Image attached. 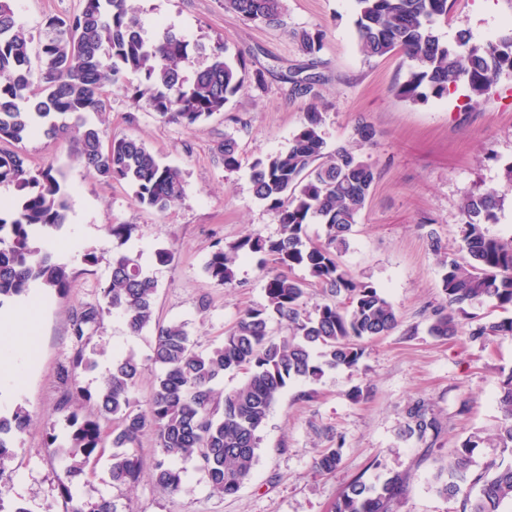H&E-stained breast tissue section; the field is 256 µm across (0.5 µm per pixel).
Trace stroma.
Wrapping results in <instances>:
<instances>
[{
    "label": "stroma",
    "instance_id": "1",
    "mask_svg": "<svg viewBox=\"0 0 512 512\" xmlns=\"http://www.w3.org/2000/svg\"><path fill=\"white\" fill-rule=\"evenodd\" d=\"M284 4L283 25L268 27L242 21L225 10L224 0H135L146 38H155L161 23L193 43L209 47L223 41L227 57L240 53L246 62L242 89L201 125L164 123L139 107L129 93L142 82L137 73L126 74L124 88L112 90L106 111L88 114L104 139H136L183 171L184 196L166 212L141 206L125 184L89 173L74 161L70 140L37 134L21 143L29 171L53 168L68 195L66 223L41 244L73 271L74 280L67 293L45 296L32 336L33 364L15 401L0 408L8 414L20 405L33 419L14 444L7 483L0 489L5 512L18 506L27 512H69L80 501L102 497L116 512H332L351 479L377 459L409 481L397 512H460L458 502L438 494L435 475L456 443L472 432L486 436L496 429L498 377L512 370V336L483 345L463 335L450 340L428 335L426 312L440 299L442 275L430 236L438 234L449 256H459L463 194L492 187L502 205L486 231L512 238V181L506 177L512 166V77H502L471 109L452 97L412 104L396 91L410 61L398 53L367 58L359 52L355 0ZM78 5L79 0H15L19 23L34 36L48 17L72 15ZM510 27L512 0H459L434 30L451 45L462 30L483 42ZM301 29L322 32L316 57L304 55L294 39ZM291 69L314 77L310 94H295L285 82ZM311 106L322 114L329 149L353 147L359 121L376 131L366 149L376 182L341 262L357 279L381 288L399 314L400 328L367 343L358 369L331 370L315 384L285 388L262 429L252 475L237 494L214 490L194 462L181 459L175 465L182 470V489L164 493L150 475L156 444L149 432L137 449L144 473L134 485L113 484L103 462L66 472L58 452L68 438L58 413L67 389L61 371L75 351L73 317L82 307L101 303L113 253L140 254L157 279L156 322L184 323L202 349L221 343L243 309L264 302L260 257L237 258L232 288L215 287L205 263L217 248L249 235L279 237V224L253 194L249 166L286 150ZM228 133L242 159L234 172L225 171L216 154ZM110 224H131L135 230L122 243L108 235ZM73 238L77 251L65 253ZM162 247L172 251L164 265L154 257ZM89 251L98 257L92 266L82 261ZM410 326L416 327L415 336H405ZM153 336L150 328L130 335L119 315L104 314L88 332L86 351L96 366L80 375L83 393L73 396L72 408L96 417L86 393L99 389L113 359L129 353L146 364L133 394L138 405H146L154 381L147 364ZM303 389L312 399L296 400ZM421 397L433 403L444 425L442 449L428 451L397 437L403 406ZM51 430L57 435L53 448L47 444ZM334 447L342 452L339 467L316 474L314 458Z\"/></svg>",
    "mask_w": 512,
    "mask_h": 512
}]
</instances>
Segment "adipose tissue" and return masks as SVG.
Returning a JSON list of instances; mask_svg holds the SVG:
<instances>
[{"label": "adipose tissue", "instance_id": "ef3b65f1", "mask_svg": "<svg viewBox=\"0 0 512 512\" xmlns=\"http://www.w3.org/2000/svg\"><path fill=\"white\" fill-rule=\"evenodd\" d=\"M41 303L40 294H31L25 307L14 314H0V391L20 388L29 365L28 338Z\"/></svg>", "mask_w": 512, "mask_h": 512}]
</instances>
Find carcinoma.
Returning a JSON list of instances; mask_svg holds the SVG:
<instances>
[{"instance_id":"obj_1","label":"carcinoma","mask_w":512,"mask_h":512,"mask_svg":"<svg viewBox=\"0 0 512 512\" xmlns=\"http://www.w3.org/2000/svg\"><path fill=\"white\" fill-rule=\"evenodd\" d=\"M14 0H0V143L16 145L37 133L74 143L75 158L107 182H123L137 202L158 212L168 210L184 194L183 172L162 162L143 143L114 138L104 143L100 130L87 122L89 112L106 109L108 92L121 85L123 74L138 72L145 88L132 97L141 107L167 123L201 124L224 111L229 98L242 87L246 75L243 56L226 57L224 42L207 49L165 28L154 40L145 38L140 20L128 0H80L71 17L52 16L39 37L38 77L31 65L32 37L18 24ZM356 40L366 57L402 53L414 63L398 92L416 104L428 96L441 98L463 86L468 104L488 95L503 76H512V28L493 40L472 41L461 32L455 45L440 42L435 24L448 19L456 0H355ZM224 8L243 20L283 25V0H224ZM303 54L313 56L323 46L320 33L293 32ZM207 54V63L187 79L180 64L191 53ZM322 116L315 109L287 150L253 161L250 181L254 196L265 202L280 224V236L256 233L241 242L216 249L205 265L213 285L235 286L233 264L239 253H263L273 267H262L265 303L243 311L226 332L224 342L207 352L196 349L185 325H153L157 280L140 257L126 252L112 256L111 274L102 289L103 304L76 314L72 324L76 350L63 380L79 389L81 373L94 361L86 354L87 332L100 324L105 312L121 315L129 332L139 335L155 326L151 365L154 385L147 409L136 408L132 393L143 365L132 355L112 362L94 400L101 420L114 422L110 431L109 473L112 483L131 485L142 475L135 453L140 438L153 433L156 458L152 476L164 491L177 493L181 471L170 460L195 461L211 487L236 494L250 477L261 429L281 391L291 381H319L329 369L358 367L364 344L395 330L400 319L380 289L356 279L340 257L350 246L355 224L373 190L376 173L362 149L371 145L375 131L367 123L355 127L359 152L338 147L326 151ZM227 171L240 167L238 143L226 134L217 145ZM0 183L16 187L17 202L0 213V306L22 296L34 285L50 292L71 287L73 273L53 260L39 236L60 229L67 220L68 200L61 183L48 167L29 172L17 150L0 149ZM501 199L494 188L463 195L461 252L448 257L446 246L430 234V246L443 270L441 301L427 316L428 334L443 340L460 335L457 315L465 307L492 301L512 309V240L490 236L484 225L496 220ZM322 226V240H308L307 226ZM303 268L308 278L292 271ZM319 287L334 300L304 308L308 290ZM285 324V334L273 335L271 321ZM467 336L485 343L512 336V317L475 319ZM231 372L243 373L236 388L222 394L216 384ZM501 419L492 438L473 432L448 454L438 471V493L460 502L461 512H503L512 502V463L494 460L471 469L476 448L490 440L512 452V372L500 382ZM59 410L69 428L68 470H81L98 460L103 448L100 420L69 409L64 396ZM402 440L414 439L431 449L440 444L443 424L433 404L419 398L402 409ZM31 425L23 407L0 416V473L7 469L14 440ZM341 448H325L314 460L320 474L336 470ZM375 474L354 477L335 504L334 512H396L408 494L407 478L384 470L378 459ZM71 512H115L112 502L100 500L72 506Z\"/></svg>"}]
</instances>
